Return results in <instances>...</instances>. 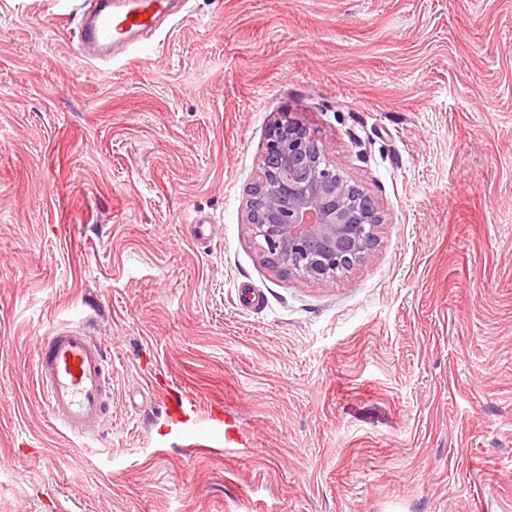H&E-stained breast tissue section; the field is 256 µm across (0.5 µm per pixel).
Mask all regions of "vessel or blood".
Segmentation results:
<instances>
[{
	"label": "vessel or blood",
	"mask_w": 512,
	"mask_h": 512,
	"mask_svg": "<svg viewBox=\"0 0 512 512\" xmlns=\"http://www.w3.org/2000/svg\"><path fill=\"white\" fill-rule=\"evenodd\" d=\"M188 0H95L84 14L79 31L81 53L87 61L126 60L134 45L181 14ZM36 377L41 394L58 429L76 439L95 438L107 423L112 364L100 343L81 330L55 329L41 343ZM171 434L201 447L211 432L223 431L228 445H247L246 430L209 409L199 419L184 395L160 400Z\"/></svg>",
	"instance_id": "obj_1"
}]
</instances>
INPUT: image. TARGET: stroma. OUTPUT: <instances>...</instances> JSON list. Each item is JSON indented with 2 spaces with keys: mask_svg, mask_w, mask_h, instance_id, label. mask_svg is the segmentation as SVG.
<instances>
[{
  "mask_svg": "<svg viewBox=\"0 0 512 512\" xmlns=\"http://www.w3.org/2000/svg\"><path fill=\"white\" fill-rule=\"evenodd\" d=\"M189 5L103 66L75 0H0V512H512V0ZM284 112L384 214L332 287L250 241ZM62 327L112 359L87 446ZM171 387L249 448L174 444ZM36 377L55 427L64 434L93 439L105 427L112 363L91 336L55 329L40 344Z\"/></svg>",
  "mask_w": 512,
  "mask_h": 512,
  "instance_id": "1",
  "label": "stroma"
}]
</instances>
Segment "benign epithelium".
<instances>
[{
    "mask_svg": "<svg viewBox=\"0 0 512 512\" xmlns=\"http://www.w3.org/2000/svg\"><path fill=\"white\" fill-rule=\"evenodd\" d=\"M317 146L318 132L289 114L273 125L253 188L262 209H248L247 224L270 269L333 285L370 256L384 217Z\"/></svg>",
    "mask_w": 512,
    "mask_h": 512,
    "instance_id": "1",
    "label": "benign epithelium"
}]
</instances>
